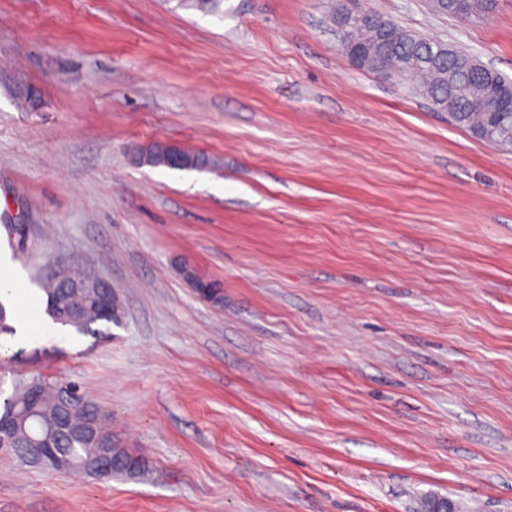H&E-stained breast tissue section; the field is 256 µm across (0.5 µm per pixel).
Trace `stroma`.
<instances>
[{"label":"stroma","mask_w":512,"mask_h":512,"mask_svg":"<svg viewBox=\"0 0 512 512\" xmlns=\"http://www.w3.org/2000/svg\"><path fill=\"white\" fill-rule=\"evenodd\" d=\"M342 6L512 79V0H0V216L27 227L0 247L37 313L62 264L122 305L1 352L0 390L78 381L150 465L0 448V512H512V153L353 65ZM156 143L209 164L134 160Z\"/></svg>","instance_id":"obj_1"}]
</instances>
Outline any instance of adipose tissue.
<instances>
[{
	"label": "adipose tissue",
	"instance_id": "1",
	"mask_svg": "<svg viewBox=\"0 0 512 512\" xmlns=\"http://www.w3.org/2000/svg\"><path fill=\"white\" fill-rule=\"evenodd\" d=\"M12 303L16 334L10 342L16 346L31 345L44 337L55 335V326L38 320L34 297L22 288L18 272L10 257L0 252V301Z\"/></svg>",
	"mask_w": 512,
	"mask_h": 512
}]
</instances>
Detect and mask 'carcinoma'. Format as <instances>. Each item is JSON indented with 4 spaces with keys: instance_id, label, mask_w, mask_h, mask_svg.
<instances>
[{
    "instance_id": "obj_1",
    "label": "carcinoma",
    "mask_w": 512,
    "mask_h": 512,
    "mask_svg": "<svg viewBox=\"0 0 512 512\" xmlns=\"http://www.w3.org/2000/svg\"><path fill=\"white\" fill-rule=\"evenodd\" d=\"M481 6L475 0H459L453 6L440 5V13L449 16L479 17ZM369 24L354 25L342 31L343 45L354 48L365 58V69L396 79L412 93L423 95L434 109L452 111L451 124L467 130L474 138L489 143L502 152H512V112L505 111L500 91L511 80L498 73L496 86L489 75L473 60L472 54L437 38H428L398 22L391 23L382 34H373L371 26L386 20L367 13ZM85 278L63 266L43 283L46 314L51 320L70 327L82 336H109L111 326L120 322L121 311L102 314L96 309V297L112 289L104 280L91 296L76 295L73 285ZM83 306L80 317L68 314L70 308ZM72 397L69 406L72 426L80 428L95 422L96 441H86L71 432H51L47 422L63 410V401ZM0 437L12 445L13 453L26 461L27 438L38 440L44 449L42 468L53 470L62 464L89 476H96V462L106 464L105 475L138 481L149 470V462L140 454L112 441V432L102 420V409L84 392L79 383L67 379L33 377L13 384L12 392L0 404Z\"/></svg>"
}]
</instances>
